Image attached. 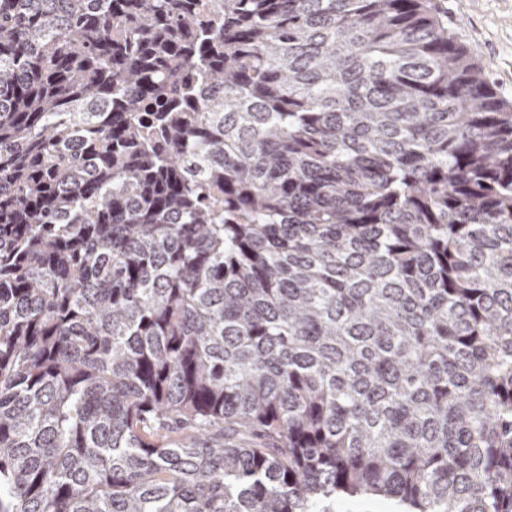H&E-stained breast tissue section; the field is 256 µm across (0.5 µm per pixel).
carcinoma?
I'll return each mask as SVG.
<instances>
[{"label": "carcinoma", "mask_w": 512, "mask_h": 512, "mask_svg": "<svg viewBox=\"0 0 512 512\" xmlns=\"http://www.w3.org/2000/svg\"><path fill=\"white\" fill-rule=\"evenodd\" d=\"M512 512V99L433 0H0V512ZM396 507L381 498H336V512H394Z\"/></svg>", "instance_id": "carcinoma-1"}]
</instances>
